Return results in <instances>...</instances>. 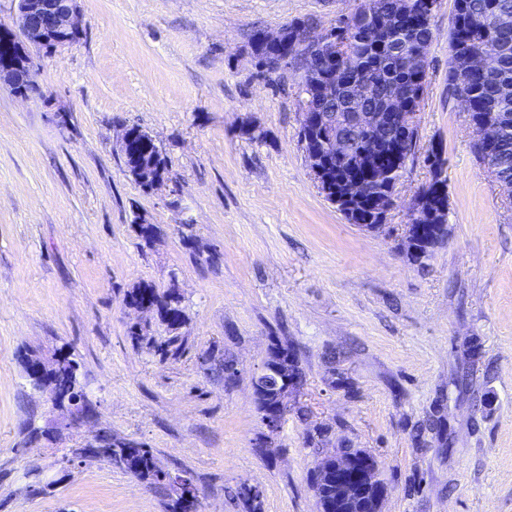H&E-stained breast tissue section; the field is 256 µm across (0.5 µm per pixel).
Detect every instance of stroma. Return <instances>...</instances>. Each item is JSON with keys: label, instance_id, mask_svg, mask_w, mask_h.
Instances as JSON below:
<instances>
[{"label": "stroma", "instance_id": "stroma-1", "mask_svg": "<svg viewBox=\"0 0 512 512\" xmlns=\"http://www.w3.org/2000/svg\"><path fill=\"white\" fill-rule=\"evenodd\" d=\"M360 4L80 0L81 39L34 55L42 97L0 91V512H169L154 486L73 456L99 426L187 472L200 512H316L313 468L336 448L376 457L383 512H512V207L448 93L454 0L433 20L420 148L380 233L348 223L314 182L298 65L264 77L250 54L255 30L330 29ZM124 125L165 156L159 187L128 174ZM434 146L450 233L422 268L398 243ZM142 282L181 295L180 355L129 339L137 323L166 335L126 303ZM275 338L299 352L311 416L288 417L262 456L252 382ZM59 350L94 415L78 428L24 380L25 354ZM227 357L240 363L230 386ZM30 420L54 439L22 447ZM318 427L326 437L308 440ZM243 484L261 489L255 505L233 499Z\"/></svg>", "mask_w": 512, "mask_h": 512}]
</instances>
